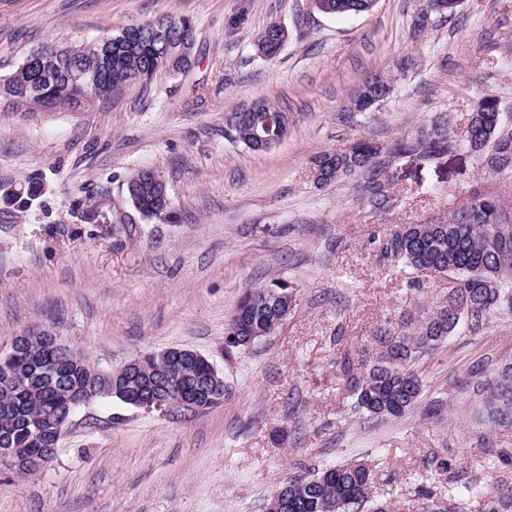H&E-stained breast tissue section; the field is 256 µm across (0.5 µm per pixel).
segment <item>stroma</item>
<instances>
[{
    "label": "stroma",
    "mask_w": 512,
    "mask_h": 512,
    "mask_svg": "<svg viewBox=\"0 0 512 512\" xmlns=\"http://www.w3.org/2000/svg\"><path fill=\"white\" fill-rule=\"evenodd\" d=\"M427 0H377L331 17L308 0H0V78L36 46L93 42L171 14L198 32L188 72L133 83L81 112H27L0 98V188L36 175L43 194L24 213L0 205V353L49 330L101 371L170 347L201 353L224 379L221 404L145 410L102 398L79 409L53 459L34 473L0 458V512H265L288 476L354 459L375 474L372 496L420 512V489L448 495V471L476 478L467 512H482L512 449L491 424L481 383L512 362V312L450 336L417 371L424 389L400 418L355 413L340 368L375 357V336L404 310L433 307L448 280L380 260L373 237L396 224L447 216L472 190L512 212V181L484 175L461 150L421 159L394 152L421 123L463 127L485 93L512 103V0H461L453 15L415 27ZM241 16L227 31L229 16ZM272 22L288 41L256 55ZM395 78L376 112H349L372 73ZM264 99L287 113L286 137L253 151L225 116ZM366 137L393 199L362 202L358 171L322 185L313 158ZM141 168L166 181L171 220L124 198ZM284 279L293 310L276 333L224 352L242 292Z\"/></svg>",
    "instance_id": "obj_1"
}]
</instances>
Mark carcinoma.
Returning <instances> with one entry per match:
<instances>
[{"mask_svg": "<svg viewBox=\"0 0 512 512\" xmlns=\"http://www.w3.org/2000/svg\"><path fill=\"white\" fill-rule=\"evenodd\" d=\"M373 0H318L328 16L341 17L368 13ZM278 24H269L257 37L256 53L275 57L281 43L275 33ZM196 35L191 20L171 15L122 29L94 43L72 45L76 52L60 58L45 56L41 63L23 72L18 93L25 108L84 110L85 81L95 75L104 91L112 93L124 88L136 74L146 75L148 85L160 74L168 72L164 63L166 48L173 42ZM498 96L485 94L478 98L467 119V127L455 131L448 124L420 127L415 144L404 141L395 150H417L423 158L466 147L481 155L482 170L492 177L512 180V126L505 123L504 113L496 110ZM233 141L251 150L261 145L249 137L251 125L260 120L266 124L282 115L266 100L243 104L232 112ZM382 147L369 139H359L340 152H324L315 158L322 173L320 182L328 184L355 171H367L364 200L376 209L390 200V179L376 167L375 158ZM164 183L159 172L150 176L144 169L133 173L125 183V198L145 217L166 219L170 207H161L156 186ZM23 192L7 194L3 202L24 212L42 191L37 177L22 181ZM380 255L384 260L400 262L415 271H427L447 277L448 297L432 309L416 316L401 313L394 325L379 338L383 348L376 359L361 367L344 363L342 372L351 393L355 411L377 418L401 417L414 408L422 394V379L415 370L428 356L461 326H477L491 312L502 307L512 309V214L500 199L490 193L474 192L467 202L444 218L421 224L396 225L380 239ZM292 286L275 282L270 287L252 288L240 296L236 308L244 312L242 319L233 318L226 328V354L246 347V336L254 330L273 334L275 320L292 310ZM16 379L0 374V448H23L38 454L57 445L61 434L80 408L77 397L90 390L95 398L114 397L111 384L101 382V372L86 359L73 362L44 348L38 358H29L27 347L16 351L12 359ZM167 375L177 387L200 385L212 370L198 363L169 364ZM491 422L512 426V362L504 363L483 384ZM57 419L53 438L35 436V424L42 418ZM374 474L368 465L346 462L314 471L306 476H290L281 485L282 499L288 500V512H389L383 506L369 507ZM474 480L462 490L448 494L443 506L432 504L426 512H463L461 501L475 489ZM483 512H512V484H502L496 494L483 501Z\"/></svg>", "mask_w": 512, "mask_h": 512, "instance_id": "1", "label": "carcinoma"}]
</instances>
